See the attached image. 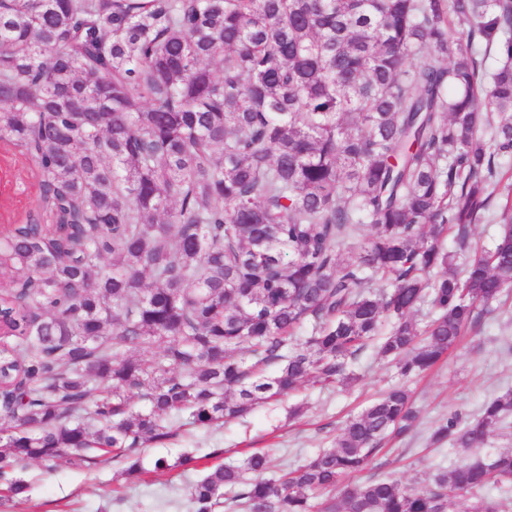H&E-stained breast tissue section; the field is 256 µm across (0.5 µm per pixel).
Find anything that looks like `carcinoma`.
Wrapping results in <instances>:
<instances>
[{"label": "carcinoma", "mask_w": 512, "mask_h": 512, "mask_svg": "<svg viewBox=\"0 0 512 512\" xmlns=\"http://www.w3.org/2000/svg\"><path fill=\"white\" fill-rule=\"evenodd\" d=\"M0 141L39 175L36 213L0 238L11 498L23 460L138 473L173 425L344 385L369 346L422 374L512 288L511 199L471 245L512 155V0H0ZM448 236L472 251L460 271ZM511 415L510 389L432 441L481 448ZM417 418L394 387L277 478L261 451L215 464L193 512L226 489L240 512H495L470 495L512 481V451L330 495ZM501 191L492 200L490 210L485 216L473 226L472 240L478 245H483L486 248H490L497 236L499 225L496 217L499 215L500 206L505 202V197L502 196Z\"/></svg>", "instance_id": "obj_1"}]
</instances>
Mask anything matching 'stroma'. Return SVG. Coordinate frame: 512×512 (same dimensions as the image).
<instances>
[{
	"label": "stroma",
	"mask_w": 512,
	"mask_h": 512,
	"mask_svg": "<svg viewBox=\"0 0 512 512\" xmlns=\"http://www.w3.org/2000/svg\"><path fill=\"white\" fill-rule=\"evenodd\" d=\"M38 196L34 159L0 142V233L25 223L36 210ZM504 301L425 376L402 379L393 364L381 361L369 348L355 362L356 379L351 384L323 387L307 382L222 426L180 428L169 441L143 448L142 473L126 475V462L108 455L80 468L65 457L50 470L39 462L21 464L16 474L29 483L28 497L12 499L0 493V512H192L188 488L214 465V449H223L227 462L263 450L270 460V475H277L329 447L350 415L400 383L412 391L420 409L415 432L389 443L366 471L346 477L344 484L352 487L373 476L428 486L435 474L463 458L512 449V435L501 431L485 447L465 455L449 444H430L431 433L443 418L454 412L475 415L487 398L512 389V294ZM296 406L300 414L290 416ZM184 453L193 456V463L177 466ZM161 457L172 462V469L154 470V460Z\"/></svg>",
	"instance_id": "obj_1"
}]
</instances>
